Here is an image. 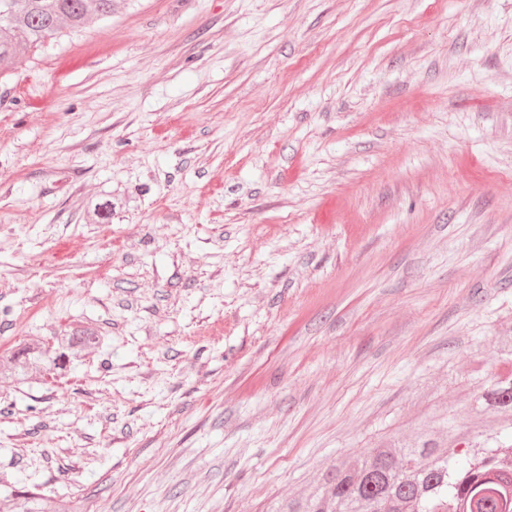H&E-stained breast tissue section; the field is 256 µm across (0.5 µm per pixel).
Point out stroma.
I'll return each mask as SVG.
<instances>
[{
  "label": "stroma",
  "mask_w": 512,
  "mask_h": 512,
  "mask_svg": "<svg viewBox=\"0 0 512 512\" xmlns=\"http://www.w3.org/2000/svg\"><path fill=\"white\" fill-rule=\"evenodd\" d=\"M76 324L0 382V512H272L468 415L512 336V0H113L0 77V353ZM103 342L99 332L89 326H76L53 336L51 346L43 342L25 345L16 355L0 360V379L16 385L27 383L34 371L45 369L62 375L68 365L82 358L84 353ZM13 512H83V504L75 498H59L51 493L20 491L10 493Z\"/></svg>",
  "instance_id": "35a3bbf8"
}]
</instances>
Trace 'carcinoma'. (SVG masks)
I'll list each match as a JSON object with an SVG mask.
<instances>
[{
	"label": "carcinoma",
	"mask_w": 512,
	"mask_h": 512,
	"mask_svg": "<svg viewBox=\"0 0 512 512\" xmlns=\"http://www.w3.org/2000/svg\"><path fill=\"white\" fill-rule=\"evenodd\" d=\"M112 2L0 0V76L50 40L111 16ZM102 342L96 329L76 326L49 346L29 343L0 360V379L24 385L37 370L60 375ZM472 397L476 414H495L494 426L468 431L444 450L437 437L457 428V415L446 410L432 427L416 429L409 442L394 438L353 464L336 463L316 491L282 499L276 512H458L460 504L464 512H512V466L501 459L502 450L512 448V371L476 382ZM10 497L13 512H83L75 498L28 490Z\"/></svg>",
	"instance_id": "cac0c4a2"
}]
</instances>
